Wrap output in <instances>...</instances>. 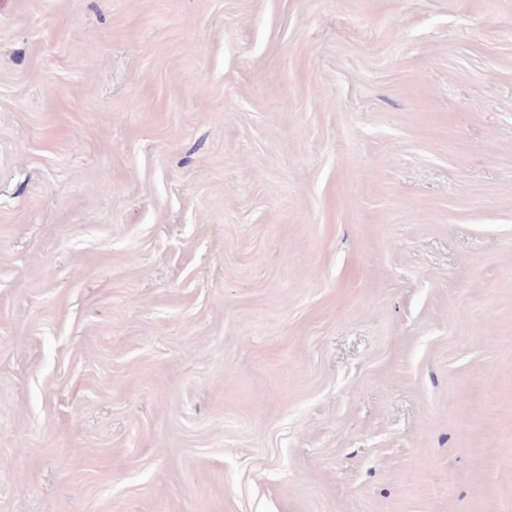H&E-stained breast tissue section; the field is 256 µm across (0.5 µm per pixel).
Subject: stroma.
Wrapping results in <instances>:
<instances>
[{
    "mask_svg": "<svg viewBox=\"0 0 512 512\" xmlns=\"http://www.w3.org/2000/svg\"><path fill=\"white\" fill-rule=\"evenodd\" d=\"M0 512H512V0H0Z\"/></svg>",
    "mask_w": 512,
    "mask_h": 512,
    "instance_id": "stroma-1",
    "label": "stroma"
}]
</instances>
